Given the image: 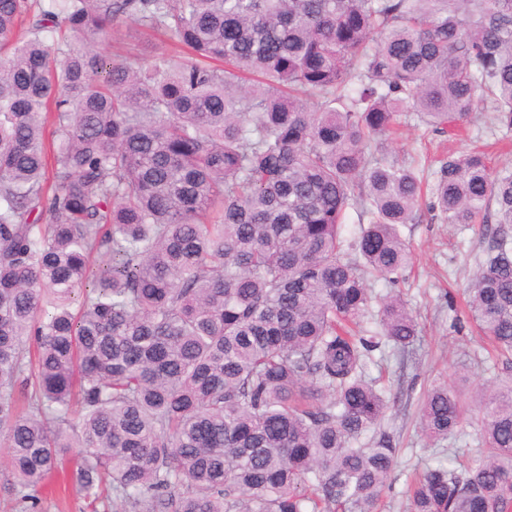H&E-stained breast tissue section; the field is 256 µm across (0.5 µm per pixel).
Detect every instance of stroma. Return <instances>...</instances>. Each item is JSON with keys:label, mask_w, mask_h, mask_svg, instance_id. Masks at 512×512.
Returning a JSON list of instances; mask_svg holds the SVG:
<instances>
[{"label": "stroma", "mask_w": 512, "mask_h": 512, "mask_svg": "<svg viewBox=\"0 0 512 512\" xmlns=\"http://www.w3.org/2000/svg\"><path fill=\"white\" fill-rule=\"evenodd\" d=\"M122 46L134 48L140 62L149 64L170 52L172 41L166 36L144 33L130 22L119 32L99 39L96 48L110 56ZM384 146L388 160L407 163L415 159L428 171L436 167L440 154H463L479 147L487 152L489 165L496 171L506 160L512 136L504 137L499 128L474 121L443 142L413 113L406 112L400 115ZM400 232L413 253V264L406 271L404 282L394 286L375 279L369 286L378 298L400 292L417 318L420 335L409 357L398 358L385 348L374 351L368 362L370 376H384L391 394L398 397L382 423L399 450L398 464L373 512H410L407 488L416 475L442 455L453 452L463 459L475 455L478 405L470 395L475 389L490 385L503 368L501 360L488 357L477 333L458 326L467 300L466 290L484 257L481 226L407 224L401 226ZM443 385L467 395V415L454 436L432 442L419 428V411L425 393ZM42 512H91V508L60 475L42 491Z\"/></svg>", "instance_id": "1"}]
</instances>
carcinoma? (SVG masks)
<instances>
[{
	"label": "carcinoma",
	"mask_w": 512,
	"mask_h": 512,
	"mask_svg": "<svg viewBox=\"0 0 512 512\" xmlns=\"http://www.w3.org/2000/svg\"><path fill=\"white\" fill-rule=\"evenodd\" d=\"M189 55L95 43L126 22ZM403 112L512 130V0H0V433L37 512L61 458L112 512H372L397 467L367 359L416 318L400 226L487 239L469 318L512 368V166L377 157ZM56 139L47 143L43 119ZM360 231L342 236L349 211ZM375 331H356L367 314ZM412 512H512V374ZM466 410L448 386L430 438Z\"/></svg>",
	"instance_id": "carcinoma-1"
}]
</instances>
